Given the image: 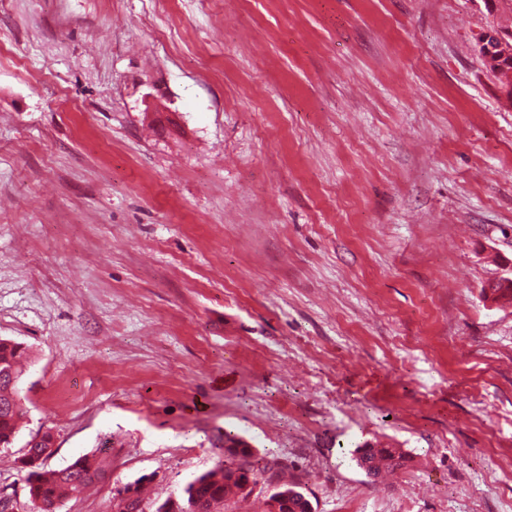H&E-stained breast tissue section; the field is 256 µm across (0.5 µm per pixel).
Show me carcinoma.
Instances as JSON below:
<instances>
[{
    "instance_id": "cac0c4a2",
    "label": "carcinoma",
    "mask_w": 512,
    "mask_h": 512,
    "mask_svg": "<svg viewBox=\"0 0 512 512\" xmlns=\"http://www.w3.org/2000/svg\"><path fill=\"white\" fill-rule=\"evenodd\" d=\"M19 346L0 338V364L11 369L14 380L0 379V447L12 444L18 424L25 414L19 397L17 380ZM54 453L53 436L45 432L41 442L26 449L23 467L29 469L28 494L38 512H57L73 488L102 479L106 473L103 462L81 456L60 469L49 468L46 460ZM352 460L364 474L375 479L384 471H394L405 465L407 454L400 448L369 447L368 453L358 448ZM268 467L256 458L255 449L246 440L224 433V462L215 470L207 471L188 482L181 492L162 502L144 501L139 482L124 489L136 494L134 499L118 498L116 512H220L232 498L243 499V485L255 484L264 478ZM278 493L268 497V512H313V506L303 484L276 480Z\"/></svg>"
}]
</instances>
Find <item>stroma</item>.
I'll use <instances>...</instances> for the list:
<instances>
[{
	"label": "stroma",
	"mask_w": 512,
	"mask_h": 512,
	"mask_svg": "<svg viewBox=\"0 0 512 512\" xmlns=\"http://www.w3.org/2000/svg\"><path fill=\"white\" fill-rule=\"evenodd\" d=\"M483 0H0V338L58 512L225 431L314 512H512V110ZM409 461L370 482L365 444ZM476 48L483 57L490 72L497 69L503 60L512 61V35L490 26L480 31L476 37ZM40 436H35L32 443L39 442ZM30 444L28 441L22 465L29 469L28 494L39 512H56L73 488L98 481L106 473L102 461L87 456L64 468H48L45 462L54 453L53 436L49 432L42 434L41 442L28 448Z\"/></svg>",
	"instance_id": "obj_1"
}]
</instances>
